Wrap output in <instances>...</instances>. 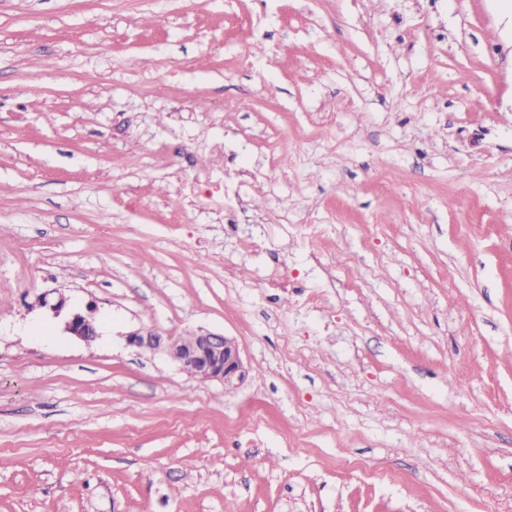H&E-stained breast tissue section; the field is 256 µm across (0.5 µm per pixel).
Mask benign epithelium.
<instances>
[{
	"label": "benign epithelium",
	"mask_w": 512,
	"mask_h": 512,
	"mask_svg": "<svg viewBox=\"0 0 512 512\" xmlns=\"http://www.w3.org/2000/svg\"><path fill=\"white\" fill-rule=\"evenodd\" d=\"M65 330L85 342H91L98 336L95 321L81 312L69 314ZM127 342L162 352L180 369L219 380L229 388L243 381L248 372L236 341L219 333L199 331L192 336L165 339L152 332H133L127 336Z\"/></svg>",
	"instance_id": "obj_1"
}]
</instances>
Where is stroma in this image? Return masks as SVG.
Listing matches in <instances>:
<instances>
[{"label":"stroma","mask_w":512,"mask_h":512,"mask_svg":"<svg viewBox=\"0 0 512 512\" xmlns=\"http://www.w3.org/2000/svg\"><path fill=\"white\" fill-rule=\"evenodd\" d=\"M0 512H512V0H0ZM65 330L72 336L85 342L93 341L97 336L95 321L81 312L70 313L65 323ZM129 345L164 353L190 374L219 380L229 388L243 381L248 372L236 341L223 334L198 331L193 336L167 338L147 332L127 336Z\"/></svg>","instance_id":"35a3bbf8"}]
</instances>
